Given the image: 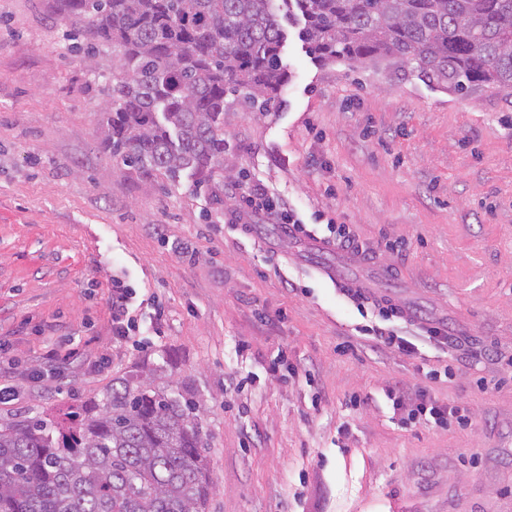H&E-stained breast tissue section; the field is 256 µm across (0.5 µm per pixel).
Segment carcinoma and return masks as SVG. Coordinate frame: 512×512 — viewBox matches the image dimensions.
<instances>
[{
    "instance_id": "1",
    "label": "carcinoma",
    "mask_w": 512,
    "mask_h": 512,
    "mask_svg": "<svg viewBox=\"0 0 512 512\" xmlns=\"http://www.w3.org/2000/svg\"><path fill=\"white\" fill-rule=\"evenodd\" d=\"M73 39L112 47V157L197 186L224 180V108L275 104L294 12L325 63L404 58L456 92L512 88V0H64ZM199 405L145 378L0 425V512H206Z\"/></svg>"
}]
</instances>
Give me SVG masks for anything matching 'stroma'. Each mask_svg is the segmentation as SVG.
Segmentation results:
<instances>
[{
	"instance_id": "stroma-1",
	"label": "stroma",
	"mask_w": 512,
	"mask_h": 512,
	"mask_svg": "<svg viewBox=\"0 0 512 512\" xmlns=\"http://www.w3.org/2000/svg\"><path fill=\"white\" fill-rule=\"evenodd\" d=\"M70 28L61 0H0V355L19 393L0 423L59 419L148 377L201 407L207 512H512V89L459 93L398 58L320 64L289 27L282 97L225 109L210 193L112 158V54L86 59ZM245 186L278 211L240 212ZM284 211L349 225L373 249L347 277L407 307L390 326L425 366L355 332L359 313L320 273L343 250L304 257L279 231ZM396 239L401 253L384 249ZM117 277L157 300L160 335L113 340ZM437 320L441 348L424 336ZM69 341L83 358L34 379ZM281 349L306 380L271 371ZM428 369L447 370L433 388L469 404L470 425L405 429L386 403L351 404Z\"/></svg>"
}]
</instances>
